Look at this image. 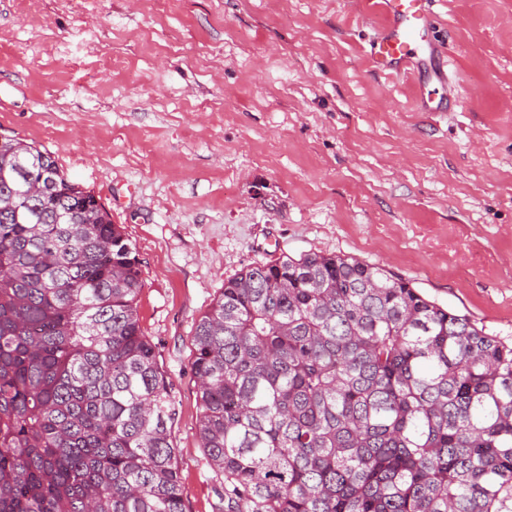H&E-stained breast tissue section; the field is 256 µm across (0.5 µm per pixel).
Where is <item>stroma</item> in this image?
<instances>
[{
  "instance_id": "obj_1",
  "label": "stroma",
  "mask_w": 512,
  "mask_h": 512,
  "mask_svg": "<svg viewBox=\"0 0 512 512\" xmlns=\"http://www.w3.org/2000/svg\"><path fill=\"white\" fill-rule=\"evenodd\" d=\"M444 109L368 60L364 0H0V135L48 151L135 246L186 512L195 322L244 267L353 257L512 345V0H434Z\"/></svg>"
}]
</instances>
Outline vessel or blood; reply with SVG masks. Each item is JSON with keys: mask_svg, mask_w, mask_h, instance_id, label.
<instances>
[{"mask_svg": "<svg viewBox=\"0 0 512 512\" xmlns=\"http://www.w3.org/2000/svg\"><path fill=\"white\" fill-rule=\"evenodd\" d=\"M427 0H385L387 25L371 49V61L391 76L408 75L411 66L436 52Z\"/></svg>", "mask_w": 512, "mask_h": 512, "instance_id": "vessel-or-blood-1", "label": "vessel or blood"}]
</instances>
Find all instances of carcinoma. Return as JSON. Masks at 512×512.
<instances>
[{
	"label": "carcinoma",
	"instance_id": "cac0c4a2",
	"mask_svg": "<svg viewBox=\"0 0 512 512\" xmlns=\"http://www.w3.org/2000/svg\"><path fill=\"white\" fill-rule=\"evenodd\" d=\"M144 286L95 195L0 137V512H185ZM193 342L232 512H512V347L384 269L247 266Z\"/></svg>",
	"mask_w": 512,
	"mask_h": 512
}]
</instances>
